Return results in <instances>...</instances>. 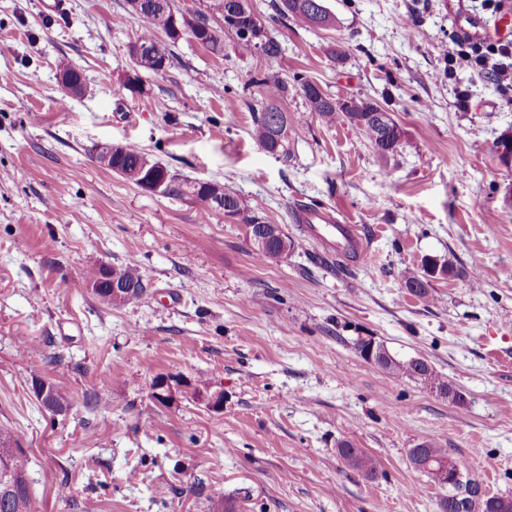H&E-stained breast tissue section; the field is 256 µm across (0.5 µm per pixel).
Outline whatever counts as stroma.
Returning <instances> with one entry per match:
<instances>
[{
	"label": "stroma",
	"mask_w": 512,
	"mask_h": 512,
	"mask_svg": "<svg viewBox=\"0 0 512 512\" xmlns=\"http://www.w3.org/2000/svg\"><path fill=\"white\" fill-rule=\"evenodd\" d=\"M45 3L0 0V428L29 453L34 512H213L228 498L237 512H439L442 489L409 462L427 440L512 497V165L497 153L512 104L471 71L447 79L442 52L476 19L495 38L512 0L497 15L480 0H325L331 30L251 0L281 56H240L229 37L217 56L185 36L133 92L126 0H69L61 17ZM62 58L84 92L63 88ZM264 72L372 99L401 146L381 159L298 93L288 159L267 153L251 136ZM102 146L221 181L299 248L259 259L240 220L139 188L95 163ZM311 203L360 225L366 261L302 236L294 211ZM131 258L146 293L101 303L86 272ZM427 258L459 273L421 299L401 274ZM360 339L427 360L463 403L365 360ZM35 375L69 395L66 414L42 407ZM159 375L210 380L223 411L157 405ZM343 441L378 479L345 466ZM337 451L345 465L350 469L360 472L368 479L378 477V463L376 459L366 454L360 448H354L352 444L343 442L338 446Z\"/></svg>",
	"instance_id": "35a3bbf8"
}]
</instances>
